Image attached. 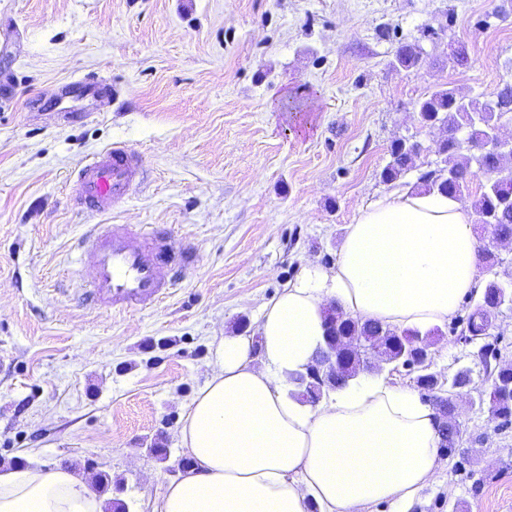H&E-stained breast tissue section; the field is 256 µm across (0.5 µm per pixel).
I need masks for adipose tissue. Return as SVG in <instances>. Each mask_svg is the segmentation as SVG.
<instances>
[{
  "mask_svg": "<svg viewBox=\"0 0 512 512\" xmlns=\"http://www.w3.org/2000/svg\"><path fill=\"white\" fill-rule=\"evenodd\" d=\"M482 243L458 198L393 191L347 225L334 267L311 266L265 304L253 335L216 337L211 374L177 438L194 459L151 512H362L407 507L444 465L435 408L413 390L359 378L311 407L293 399L324 336V310L398 328L448 322L479 292ZM0 512H104L85 477L0 471Z\"/></svg>",
  "mask_w": 512,
  "mask_h": 512,
  "instance_id": "adipose-tissue-1",
  "label": "adipose tissue"
}]
</instances>
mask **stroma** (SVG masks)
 <instances>
[{"instance_id": "stroma-1", "label": "stroma", "mask_w": 512, "mask_h": 512, "mask_svg": "<svg viewBox=\"0 0 512 512\" xmlns=\"http://www.w3.org/2000/svg\"><path fill=\"white\" fill-rule=\"evenodd\" d=\"M502 0H0V470L108 472L105 501L150 512L176 473L148 452L175 433L209 373L214 336L257 324L312 265H335L347 224L390 191L396 139L440 128L416 103L447 84L491 100L512 80ZM423 58L393 68L400 43ZM470 61L455 68L448 45ZM115 142L145 178L105 213L78 209L77 169ZM95 224H163L198 260L159 305L83 306L76 242ZM441 326L432 369L483 371ZM463 439L410 512H512V426L458 399Z\"/></svg>"}]
</instances>
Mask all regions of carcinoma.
Returning a JSON list of instances; mask_svg holds the SVG:
<instances>
[{"instance_id":"cac0c4a2","label":"carcinoma","mask_w":512,"mask_h":512,"mask_svg":"<svg viewBox=\"0 0 512 512\" xmlns=\"http://www.w3.org/2000/svg\"><path fill=\"white\" fill-rule=\"evenodd\" d=\"M422 55L423 48L418 41L404 42L395 53L393 65L408 70L419 64ZM417 110L424 124L439 126L447 133L437 141L434 150L443 158L442 164L419 177L424 190L458 198L472 197L476 223L490 225L494 237L512 239V146L477 154L460 137L462 132L467 133L469 139L482 137L490 128L498 126L502 118L512 115V83L504 84L496 98L487 102L462 97L449 86L440 87L418 101ZM416 155L415 144L404 139L392 141L390 160L380 172L381 180L385 183L396 181L410 168ZM478 175L485 181L480 192L473 196L469 183ZM504 293L512 295V281L503 282L496 275L487 279L480 294L481 301L469 314L462 329L466 339L483 341L480 347L484 351L482 386L474 385L468 370H459L448 378L440 373L429 379L416 378L417 386L434 396L438 413L448 419L446 430L440 431V449L450 457L457 451L454 393L468 387L474 389L480 402L488 405L491 418L499 421V426L512 425V362L495 366L498 342L486 341L499 313L495 299ZM436 333L435 329L424 334L417 329L400 331L374 320L352 317L327 327V335L336 338L340 350H346L348 340L356 342L349 366L341 373L344 382L354 377V366L364 354V348L382 347L386 356L399 365L404 362V342L425 347Z\"/></svg>"}]
</instances>
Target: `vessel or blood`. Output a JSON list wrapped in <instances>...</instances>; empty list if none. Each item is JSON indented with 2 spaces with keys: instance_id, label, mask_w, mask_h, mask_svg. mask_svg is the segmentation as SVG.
Returning <instances> with one entry per match:
<instances>
[{
  "instance_id": "b4317fda",
  "label": "vessel or blood",
  "mask_w": 512,
  "mask_h": 512,
  "mask_svg": "<svg viewBox=\"0 0 512 512\" xmlns=\"http://www.w3.org/2000/svg\"><path fill=\"white\" fill-rule=\"evenodd\" d=\"M143 174L136 151L113 145L78 169L75 203L87 211L109 210L130 195ZM82 247L95 268L85 304L119 312L160 302L181 271L196 262L192 248L175 246L171 233L155 224L134 233L120 224H97Z\"/></svg>"
}]
</instances>
